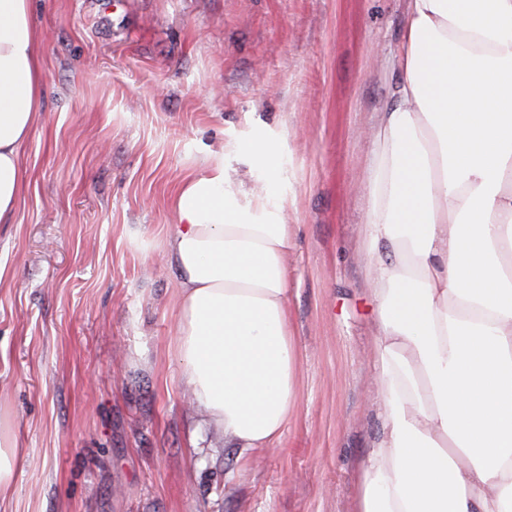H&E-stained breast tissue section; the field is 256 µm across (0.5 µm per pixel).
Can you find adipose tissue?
<instances>
[{"label":"adipose tissue","instance_id":"obj_1","mask_svg":"<svg viewBox=\"0 0 512 512\" xmlns=\"http://www.w3.org/2000/svg\"><path fill=\"white\" fill-rule=\"evenodd\" d=\"M404 30L365 210L385 432L357 512H512V0H406ZM36 39L30 0H0V224L42 105ZM172 208L182 377L234 447H273L295 395L286 211L220 150Z\"/></svg>","mask_w":512,"mask_h":512}]
</instances>
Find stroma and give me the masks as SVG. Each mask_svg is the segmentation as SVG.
<instances>
[{
	"instance_id": "1",
	"label": "stroma",
	"mask_w": 512,
	"mask_h": 512,
	"mask_svg": "<svg viewBox=\"0 0 512 512\" xmlns=\"http://www.w3.org/2000/svg\"><path fill=\"white\" fill-rule=\"evenodd\" d=\"M406 0H31L43 105L0 226V512H356L382 438L361 232ZM276 131L266 178L232 144ZM288 202L295 397L280 443L204 426L175 350L172 200L209 152ZM21 448L19 436L0 427V495L9 490L15 480Z\"/></svg>"
}]
</instances>
